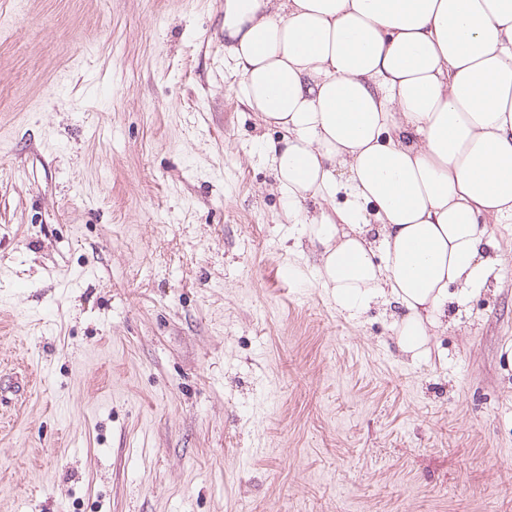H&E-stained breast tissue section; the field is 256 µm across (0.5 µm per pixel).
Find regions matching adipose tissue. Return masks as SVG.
<instances>
[{"label":"adipose tissue","mask_w":512,"mask_h":512,"mask_svg":"<svg viewBox=\"0 0 512 512\" xmlns=\"http://www.w3.org/2000/svg\"><path fill=\"white\" fill-rule=\"evenodd\" d=\"M224 49L320 285L420 356L512 223V0H224Z\"/></svg>","instance_id":"adipose-tissue-1"}]
</instances>
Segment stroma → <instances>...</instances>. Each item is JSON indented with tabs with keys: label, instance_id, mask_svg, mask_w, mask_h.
Segmentation results:
<instances>
[{
	"label": "stroma",
	"instance_id": "obj_1",
	"mask_svg": "<svg viewBox=\"0 0 512 512\" xmlns=\"http://www.w3.org/2000/svg\"><path fill=\"white\" fill-rule=\"evenodd\" d=\"M238 80L224 0H0V512H512V223L400 352Z\"/></svg>",
	"mask_w": 512,
	"mask_h": 512
}]
</instances>
